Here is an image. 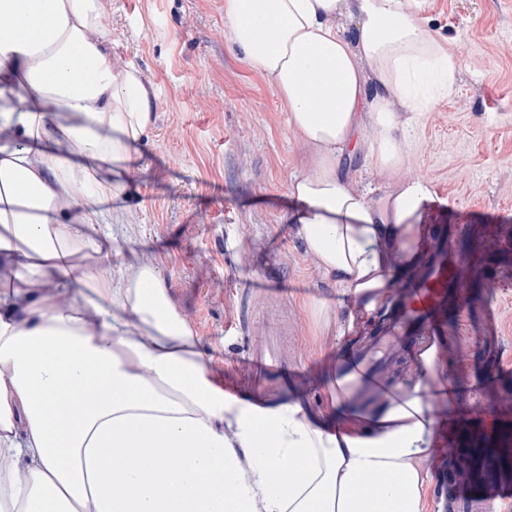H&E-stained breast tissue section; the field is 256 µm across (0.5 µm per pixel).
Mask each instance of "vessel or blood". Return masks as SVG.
<instances>
[{"instance_id":"obj_1","label":"vessel or blood","mask_w":512,"mask_h":512,"mask_svg":"<svg viewBox=\"0 0 512 512\" xmlns=\"http://www.w3.org/2000/svg\"><path fill=\"white\" fill-rule=\"evenodd\" d=\"M413 286L405 290L394 316L384 327L371 352L359 355L363 371L377 375L384 361L400 347L410 346L419 336H444L448 325L444 315L450 295L459 294L465 286L463 270L448 259V241L438 238L431 259L426 260L419 273L411 277ZM248 358L257 379L269 375H287L288 363L280 352V336L272 333L251 341ZM468 455L476 470L466 484L454 485L450 494L453 512H499L501 505L512 499V481L482 480L480 473L497 460L493 448H472Z\"/></svg>"}]
</instances>
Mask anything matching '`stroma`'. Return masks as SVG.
<instances>
[{
  "instance_id": "stroma-1",
  "label": "stroma",
  "mask_w": 512,
  "mask_h": 512,
  "mask_svg": "<svg viewBox=\"0 0 512 512\" xmlns=\"http://www.w3.org/2000/svg\"><path fill=\"white\" fill-rule=\"evenodd\" d=\"M420 19L456 70L448 93L415 113L400 176L429 183L425 221L447 227L448 252L467 273L440 353L467 445L503 449L493 474L512 477V0H424ZM101 21L118 64L141 72L153 111L110 224L119 245L161 269L225 391L323 410L336 352L360 349L390 307L353 337L352 296L322 279L289 224L305 147L272 88L226 42L224 0H107ZM251 293L254 331L288 330V386L256 389L243 362L241 301ZM457 445L449 437L424 463L427 512H444L437 489Z\"/></svg>"
}]
</instances>
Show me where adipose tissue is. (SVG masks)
<instances>
[{"mask_svg":"<svg viewBox=\"0 0 512 512\" xmlns=\"http://www.w3.org/2000/svg\"><path fill=\"white\" fill-rule=\"evenodd\" d=\"M422 0H224L231 45L308 151L290 221L363 324L421 259L428 183L403 180L411 115L447 92ZM98 0H0V512H426L420 462L455 390L430 344L412 389L361 404L348 356L320 414L239 397L137 252L103 225L152 124ZM374 138L363 142L364 127ZM365 149L381 205L346 181ZM68 401L69 412L58 409Z\"/></svg>","mask_w":512,"mask_h":512,"instance_id":"ef3b65f1","label":"adipose tissue"}]
</instances>
